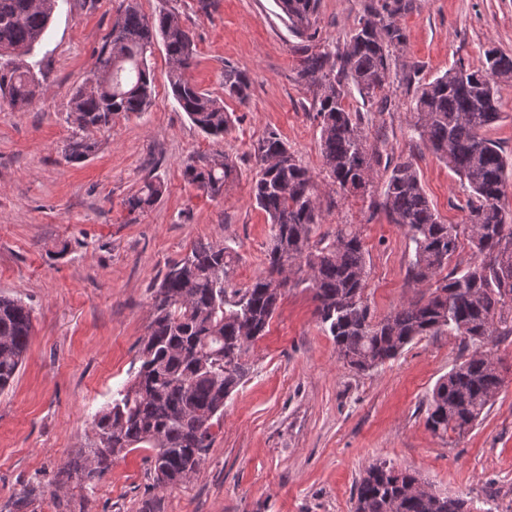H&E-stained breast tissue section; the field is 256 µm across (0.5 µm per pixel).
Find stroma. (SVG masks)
I'll return each instance as SVG.
<instances>
[{
    "mask_svg": "<svg viewBox=\"0 0 512 512\" xmlns=\"http://www.w3.org/2000/svg\"><path fill=\"white\" fill-rule=\"evenodd\" d=\"M139 0L146 17L177 16L195 36L190 74L224 93V70L247 75L245 101L225 98L233 124L205 137L176 102L162 44L148 59L149 108L94 131L98 151L68 163L67 103L95 70L122 0H60L45 38L28 57L40 82L22 111L0 101V295L31 307L33 335L13 385L0 393V512H353L357 481L373 463L410 468L433 491L471 500L478 512H512V336L492 345L502 387L468 432L441 437L426 425L437 381L465 356L459 337L414 341L401 355L360 373L339 359L305 287L285 288L265 336L247 353L248 375L224 404L220 429L200 469L159 488L148 449L129 452L99 481L59 482L65 463L93 438L94 414L132 380L151 319L152 286L198 241L233 248L239 285L266 269L269 218L252 198L256 142L276 132L309 170L320 202L317 234L360 229L365 296L385 316L427 293L408 277L414 247L404 227L367 196L338 198L324 178L312 90L299 80V38L275 0ZM365 0H320L322 44L343 48ZM398 22L406 35L393 69L423 79L461 63L480 67L488 46L512 53V0H412ZM412 93L393 84L383 106L350 91L371 142L413 156L442 221L462 223L458 177L409 138ZM221 151L236 165L221 196L190 184L189 159ZM160 179L161 198L142 213L125 199ZM33 489L22 507L17 492Z\"/></svg>",
    "mask_w": 512,
    "mask_h": 512,
    "instance_id": "35a3bbf8",
    "label": "stroma"
}]
</instances>
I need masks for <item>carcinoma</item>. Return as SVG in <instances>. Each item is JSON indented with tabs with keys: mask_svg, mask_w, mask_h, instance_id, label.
Returning a JSON list of instances; mask_svg holds the SVG:
<instances>
[{
	"mask_svg": "<svg viewBox=\"0 0 512 512\" xmlns=\"http://www.w3.org/2000/svg\"><path fill=\"white\" fill-rule=\"evenodd\" d=\"M299 47V79L318 88L317 117L325 179L345 197L373 194L383 168L382 201L373 203L402 225L414 245L410 274L433 283L428 297L376 317L364 297L367 255L360 231L338 224L333 234L315 236L319 211L308 169L275 132L254 146L258 170L252 181L256 205L270 220L267 272L240 287L234 280L237 254L228 246L199 241L173 261L152 289L151 320L141 339L138 373L92 419L93 441L60 471L100 479L112 461L138 448L153 451L154 484L184 483L197 472L214 435L203 431L224 415V401L249 372L245 355L265 335L286 283L307 285L317 318L339 358L364 373L396 358L415 339L446 332L460 336L472 352L436 383L427 407V427L436 435L470 430L498 393L499 363L485 345L512 336V212L501 205L512 158L487 131L502 119L500 85L512 82V53L484 51L483 66L456 65L426 82L415 67L401 81L413 91L410 139L435 154L468 191L461 224H446L433 209L412 157L383 156L369 143L363 113L345 105L355 87L364 102L387 99L391 61L405 43L397 17L410 0H368L362 20L343 49H315L318 0H276ZM58 0H0V97L26 107L39 88L33 67L18 62L41 44ZM162 39L171 63L169 83L180 108L205 135L222 138L231 124L224 103L200 88L189 71L196 57L191 31L171 13L149 19L137 0H127L98 52L97 70L71 95L64 157L87 161L98 143L91 129H109L112 119L145 111L152 99L149 48ZM247 77L224 70V94L243 101ZM235 171L229 155L217 152L184 174L214 198ZM162 184L148 179L124 205L129 213L152 207ZM475 260L467 268L440 273L462 245ZM32 311L17 299L0 297V392L10 386L32 336ZM471 503L421 488L416 473L387 463L370 465L356 484L354 512H471Z\"/></svg>",
	"mask_w": 512,
	"mask_h": 512,
	"instance_id": "obj_1",
	"label": "carcinoma"
}]
</instances>
